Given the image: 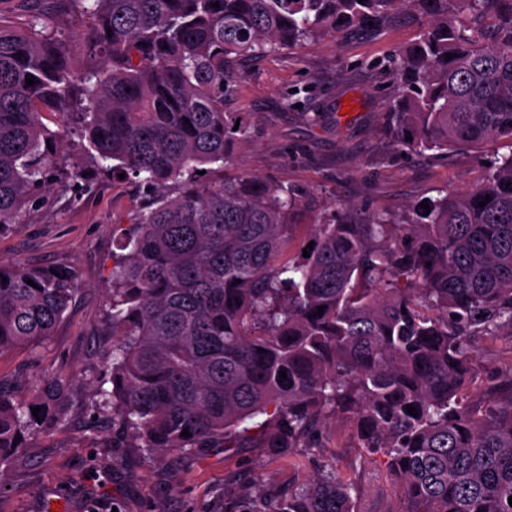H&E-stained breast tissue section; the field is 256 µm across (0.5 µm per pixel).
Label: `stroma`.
Segmentation results:
<instances>
[{"instance_id":"obj_1","label":"stroma","mask_w":512,"mask_h":512,"mask_svg":"<svg viewBox=\"0 0 512 512\" xmlns=\"http://www.w3.org/2000/svg\"><path fill=\"white\" fill-rule=\"evenodd\" d=\"M420 25L405 18L375 35L314 40L259 62L242 78L230 108L251 119L252 136L223 175L270 177L305 193L312 209L298 241L309 238L318 213L339 203L397 213L442 187L464 190L481 181L495 147L436 160L386 147L382 113L392 88L379 64L412 42ZM350 98L357 105L348 114L342 105ZM138 204L125 181L102 182L79 200L54 190L19 229L0 236V261L74 268L79 288L54 336L0 353V377L59 373L73 394L68 426L27 440L0 468V512H224L244 488L269 494L326 467L354 483L358 512H399L400 490L385 458L359 448L347 422L330 424L318 448L272 456L262 448L228 450L219 441L186 458L148 454L132 438L93 425L90 404L110 378L113 255Z\"/></svg>"}]
</instances>
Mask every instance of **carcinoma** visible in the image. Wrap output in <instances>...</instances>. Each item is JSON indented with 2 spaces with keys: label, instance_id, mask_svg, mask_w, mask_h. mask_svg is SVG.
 Listing matches in <instances>:
<instances>
[{
  "label": "carcinoma",
  "instance_id": "carcinoma-1",
  "mask_svg": "<svg viewBox=\"0 0 512 512\" xmlns=\"http://www.w3.org/2000/svg\"><path fill=\"white\" fill-rule=\"evenodd\" d=\"M22 2L19 20L0 15V234L54 185L90 195L123 173L140 197L108 289L120 340L95 423L160 454L217 441L283 454L320 447L341 416L387 459L401 512H512V366L464 396L486 370L476 340L512 339V0ZM403 17L424 23L385 69L391 151L511 150L428 212L344 204L292 256L303 193L200 175L251 137L227 105L264 57ZM76 292L71 269L0 263V350L53 335ZM71 405L60 374L0 378V464L66 426ZM355 492L324 472L237 512H357Z\"/></svg>",
  "mask_w": 512,
  "mask_h": 512
}]
</instances>
